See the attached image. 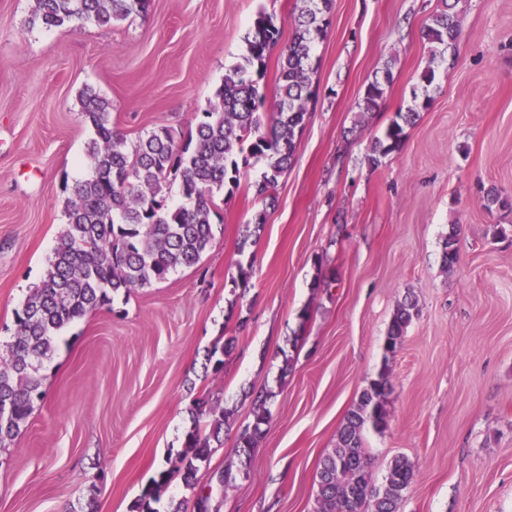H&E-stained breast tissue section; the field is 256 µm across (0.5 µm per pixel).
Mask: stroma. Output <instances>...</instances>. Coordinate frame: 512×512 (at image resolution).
I'll return each mask as SVG.
<instances>
[{"label": "stroma", "mask_w": 512, "mask_h": 512, "mask_svg": "<svg viewBox=\"0 0 512 512\" xmlns=\"http://www.w3.org/2000/svg\"><path fill=\"white\" fill-rule=\"evenodd\" d=\"M34 5L0 0L2 344L66 222L67 187L88 174L83 88L111 102L127 142L160 124L189 131L257 10L288 39L297 0H151L109 26L52 30L28 27ZM441 8L332 0L314 43L315 96L275 207L240 186L219 205L199 266L115 296L62 332L42 402L0 452V512H77L90 494L98 512H130L183 445L206 352L234 334L215 390L241 425L253 393L274 397L250 475L224 491L220 512H312L319 460L383 368L389 425L364 443L376 480L394 457L414 463L402 512H512V212L483 205L489 188L512 195V0H459L453 68L438 70L402 147L367 162L412 103L429 61L424 30ZM386 67L384 99L359 114ZM260 215L259 240L244 243ZM452 230L458 261L446 270ZM409 294L419 312L385 357ZM231 312L247 318L244 331Z\"/></svg>", "instance_id": "stroma-1"}]
</instances>
